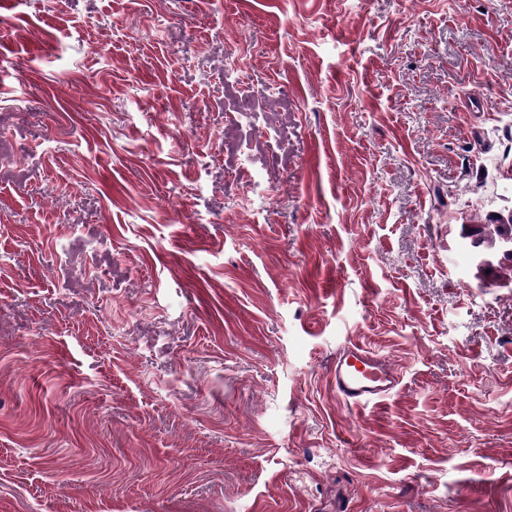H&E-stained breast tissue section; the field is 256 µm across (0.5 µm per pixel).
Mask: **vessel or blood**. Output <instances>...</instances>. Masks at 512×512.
Returning a JSON list of instances; mask_svg holds the SVG:
<instances>
[{
	"instance_id": "b4317fda",
	"label": "vessel or blood",
	"mask_w": 512,
	"mask_h": 512,
	"mask_svg": "<svg viewBox=\"0 0 512 512\" xmlns=\"http://www.w3.org/2000/svg\"><path fill=\"white\" fill-rule=\"evenodd\" d=\"M330 378L339 401L365 407L389 395L398 385L400 374L384 357L349 344L337 352Z\"/></svg>"
}]
</instances>
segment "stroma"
Instances as JSON below:
<instances>
[{
  "label": "stroma",
  "mask_w": 512,
  "mask_h": 512,
  "mask_svg": "<svg viewBox=\"0 0 512 512\" xmlns=\"http://www.w3.org/2000/svg\"><path fill=\"white\" fill-rule=\"evenodd\" d=\"M511 213L512 0H0V512H512ZM330 378L339 401L366 407L389 395L398 385L400 373L384 357L349 344L336 353Z\"/></svg>",
  "instance_id": "35a3bbf8"
}]
</instances>
